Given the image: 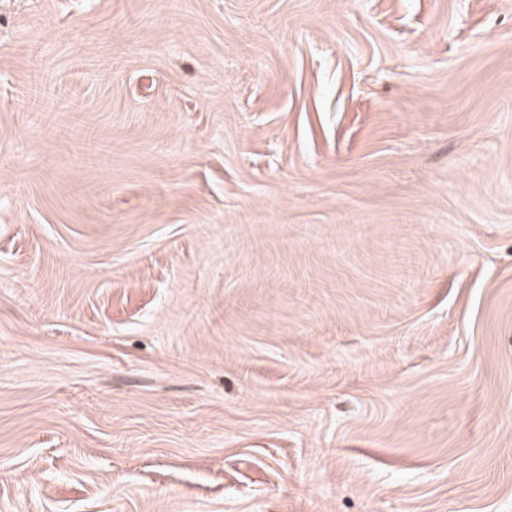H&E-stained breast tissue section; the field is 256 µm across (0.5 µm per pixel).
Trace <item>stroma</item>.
<instances>
[{"label":"stroma","mask_w":512,"mask_h":512,"mask_svg":"<svg viewBox=\"0 0 512 512\" xmlns=\"http://www.w3.org/2000/svg\"><path fill=\"white\" fill-rule=\"evenodd\" d=\"M0 512H512V0H0Z\"/></svg>","instance_id":"stroma-1"}]
</instances>
